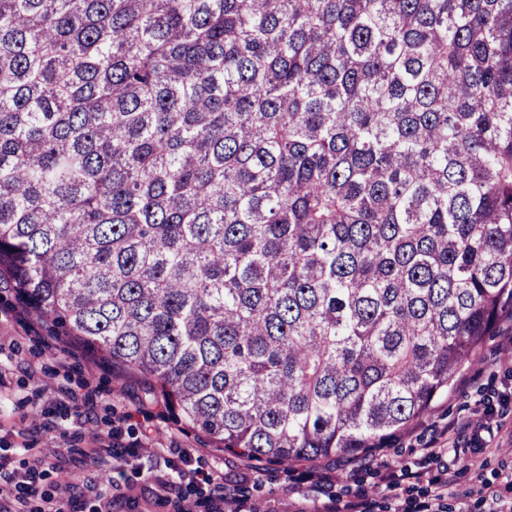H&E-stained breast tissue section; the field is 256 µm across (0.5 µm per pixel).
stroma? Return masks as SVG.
<instances>
[{"mask_svg":"<svg viewBox=\"0 0 512 512\" xmlns=\"http://www.w3.org/2000/svg\"><path fill=\"white\" fill-rule=\"evenodd\" d=\"M512 327L487 337L472 362L456 375L447 396L375 455L315 465L249 461L212 450L201 434L153 401L142 381L119 379L111 364L67 344L56 328L27 315L7 284H0V472L20 470L32 455L70 462L68 481L81 490L83 512H95L105 487L100 467L83 452L96 436L125 444L153 438L158 455L131 457L114 496L118 512H215L216 485L236 494L246 512H326L365 500L367 512H420L436 492L431 479L448 472L445 512H494L512 502ZM485 415L492 434L474 435ZM442 449L441 459L424 456ZM418 471L400 499L382 489L384 463ZM177 483L161 490L159 478Z\"/></svg>","mask_w":512,"mask_h":512,"instance_id":"1","label":"stroma"}]
</instances>
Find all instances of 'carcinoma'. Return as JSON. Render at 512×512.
Wrapping results in <instances>:
<instances>
[{
	"mask_svg": "<svg viewBox=\"0 0 512 512\" xmlns=\"http://www.w3.org/2000/svg\"><path fill=\"white\" fill-rule=\"evenodd\" d=\"M0 279L213 448L389 447L512 320V0H0Z\"/></svg>",
	"mask_w": 512,
	"mask_h": 512,
	"instance_id": "cac0c4a2",
	"label": "carcinoma"
}]
</instances>
